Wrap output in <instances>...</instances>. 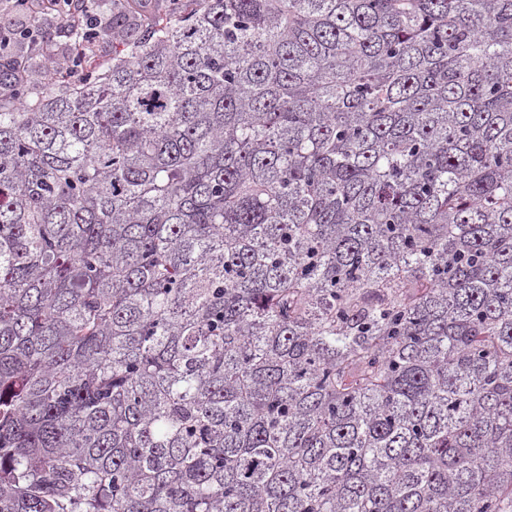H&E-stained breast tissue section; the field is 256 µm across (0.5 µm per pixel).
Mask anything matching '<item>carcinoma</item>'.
Here are the masks:
<instances>
[{"mask_svg": "<svg viewBox=\"0 0 512 512\" xmlns=\"http://www.w3.org/2000/svg\"><path fill=\"white\" fill-rule=\"evenodd\" d=\"M193 2L0 99V512H512V0Z\"/></svg>", "mask_w": 512, "mask_h": 512, "instance_id": "obj_1", "label": "carcinoma"}]
</instances>
